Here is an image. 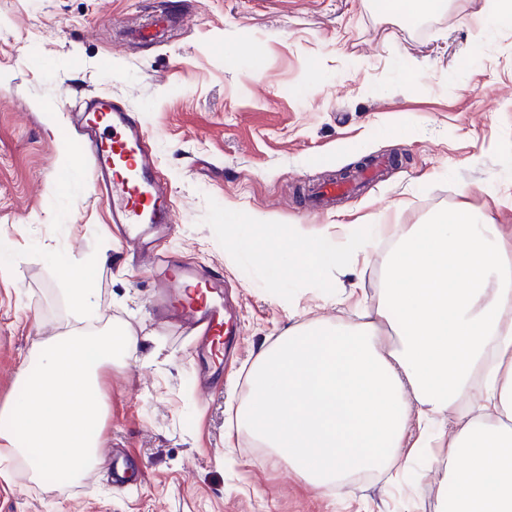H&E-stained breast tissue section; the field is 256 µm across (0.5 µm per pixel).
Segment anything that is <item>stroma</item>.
I'll return each mask as SVG.
<instances>
[{"label": "stroma", "mask_w": 512, "mask_h": 512, "mask_svg": "<svg viewBox=\"0 0 512 512\" xmlns=\"http://www.w3.org/2000/svg\"><path fill=\"white\" fill-rule=\"evenodd\" d=\"M373 3L0 0V404L23 401L33 340L73 326L63 284L87 256L99 326L161 350L103 371L100 462L84 476L35 480L33 458L0 459V512H439L450 486L425 463L321 498L235 420L260 349L310 320L374 314L382 275L375 253L360 280L272 279L260 223L425 224L464 207L512 231V24L494 23L497 0H446L415 22ZM161 11L185 18L166 40H121ZM90 93L150 137L176 215L166 250L223 275L238 309L237 351L209 393L190 336L156 318L150 270L107 231L71 160L63 103ZM379 161L378 177L312 211L308 186Z\"/></svg>", "instance_id": "1"}]
</instances>
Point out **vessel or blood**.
<instances>
[{
    "instance_id": "b4317fda",
    "label": "vessel or blood",
    "mask_w": 512,
    "mask_h": 512,
    "mask_svg": "<svg viewBox=\"0 0 512 512\" xmlns=\"http://www.w3.org/2000/svg\"><path fill=\"white\" fill-rule=\"evenodd\" d=\"M85 135L75 152L89 158L92 185L106 202L123 238L148 253L157 303L166 318L195 337L197 354L219 365L238 325L225 303L222 278L196 267L166 262L153 235L173 220V202L149 149L148 135L126 108L100 95L77 97L70 107Z\"/></svg>"
}]
</instances>
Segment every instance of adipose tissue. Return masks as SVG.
Masks as SVG:
<instances>
[{
    "label": "adipose tissue",
    "mask_w": 512,
    "mask_h": 512,
    "mask_svg": "<svg viewBox=\"0 0 512 512\" xmlns=\"http://www.w3.org/2000/svg\"><path fill=\"white\" fill-rule=\"evenodd\" d=\"M384 241L377 318L288 329L250 371L241 427L318 495L354 470L412 459L430 441L456 493L447 512H512V237L459 208L429 224L295 231L267 248L313 279L354 273ZM124 325L34 341L20 404L0 405V457L71 475L97 465L101 369L138 360Z\"/></svg>",
    "instance_id": "adipose-tissue-1"
}]
</instances>
